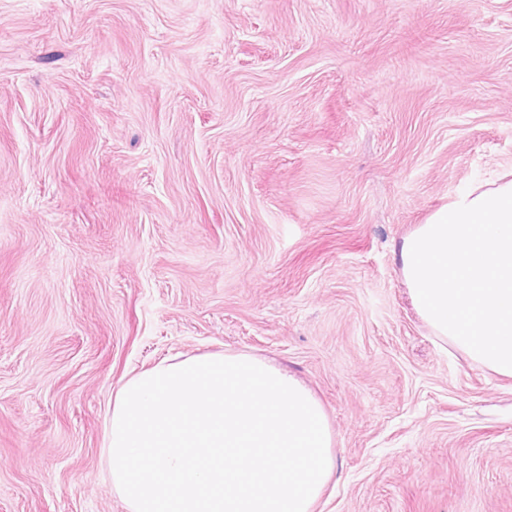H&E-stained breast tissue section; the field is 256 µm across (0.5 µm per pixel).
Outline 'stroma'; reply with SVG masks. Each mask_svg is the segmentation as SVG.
I'll list each match as a JSON object with an SVG mask.
<instances>
[{"label": "stroma", "mask_w": 512, "mask_h": 512, "mask_svg": "<svg viewBox=\"0 0 512 512\" xmlns=\"http://www.w3.org/2000/svg\"><path fill=\"white\" fill-rule=\"evenodd\" d=\"M512 170V0H0V512H126L107 413L177 355L321 402L316 512H512V378L398 251Z\"/></svg>", "instance_id": "obj_1"}]
</instances>
